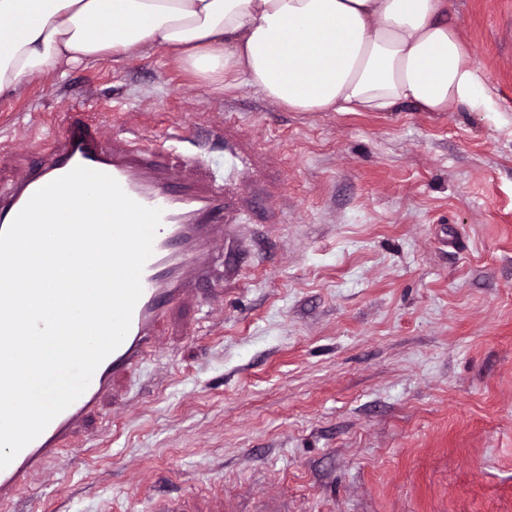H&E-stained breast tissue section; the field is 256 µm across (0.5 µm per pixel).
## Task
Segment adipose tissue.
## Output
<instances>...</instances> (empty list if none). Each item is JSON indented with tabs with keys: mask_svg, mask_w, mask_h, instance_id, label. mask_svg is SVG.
<instances>
[{
	"mask_svg": "<svg viewBox=\"0 0 512 512\" xmlns=\"http://www.w3.org/2000/svg\"><path fill=\"white\" fill-rule=\"evenodd\" d=\"M448 13V0H0V102L161 48L215 89L254 87L294 112H493Z\"/></svg>",
	"mask_w": 512,
	"mask_h": 512,
	"instance_id": "1",
	"label": "adipose tissue"
}]
</instances>
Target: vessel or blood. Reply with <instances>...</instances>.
Here are the masks:
<instances>
[{
  "label": "vessel or blood",
  "mask_w": 512,
  "mask_h": 512,
  "mask_svg": "<svg viewBox=\"0 0 512 512\" xmlns=\"http://www.w3.org/2000/svg\"><path fill=\"white\" fill-rule=\"evenodd\" d=\"M162 151V146L140 140L111 146L98 126L66 124L43 162L0 191V231L9 227L35 191L78 166L112 176L133 200L162 212L126 338L97 367L84 393L0 470L1 504L26 490L59 458L62 444L73 440L106 402L117 399L119 384L142 370L159 348L163 308L201 298V284L215 276L216 252L241 245L238 219L227 205L231 187L242 175L237 153L229 152L223 177L205 182L188 178L173 193L171 174L157 162Z\"/></svg>",
  "instance_id": "1"
}]
</instances>
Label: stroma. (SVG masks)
<instances>
[{
	"label": "stroma",
	"instance_id": "stroma-1",
	"mask_svg": "<svg viewBox=\"0 0 512 512\" xmlns=\"http://www.w3.org/2000/svg\"><path fill=\"white\" fill-rule=\"evenodd\" d=\"M500 120L458 106L293 112L161 49L0 103V186L55 111L168 142L245 185L238 274L168 314L158 351L0 512H512V0H449Z\"/></svg>",
	"mask_w": 512,
	"mask_h": 512
}]
</instances>
